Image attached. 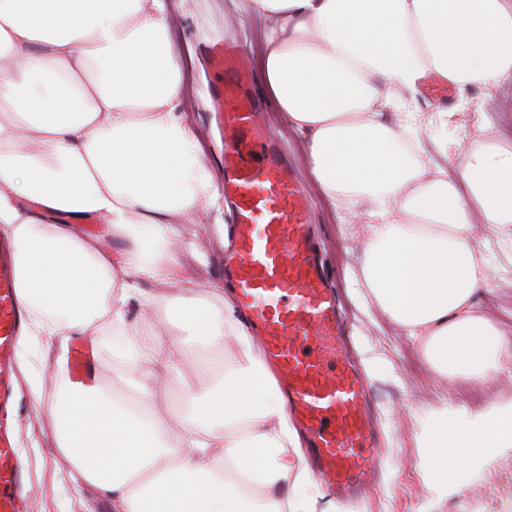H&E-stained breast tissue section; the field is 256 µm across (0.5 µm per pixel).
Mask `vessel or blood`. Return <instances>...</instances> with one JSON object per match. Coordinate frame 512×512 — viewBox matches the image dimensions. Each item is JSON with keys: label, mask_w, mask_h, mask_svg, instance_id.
I'll use <instances>...</instances> for the list:
<instances>
[{"label": "vessel or blood", "mask_w": 512, "mask_h": 512, "mask_svg": "<svg viewBox=\"0 0 512 512\" xmlns=\"http://www.w3.org/2000/svg\"><path fill=\"white\" fill-rule=\"evenodd\" d=\"M224 80L210 106L224 119V193L235 211L237 248L224 262L247 323L278 368L288 409L302 428L325 486L349 492L382 463L366 418L368 381L347 363L335 296L313 252L312 206L262 124L237 45L209 46ZM9 245L0 244V512H21L16 450L3 419L13 399L20 327Z\"/></svg>", "instance_id": "vessel-or-blood-1"}]
</instances>
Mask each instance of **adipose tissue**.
I'll use <instances>...</instances> for the list:
<instances>
[{
    "label": "adipose tissue",
    "mask_w": 512,
    "mask_h": 512,
    "mask_svg": "<svg viewBox=\"0 0 512 512\" xmlns=\"http://www.w3.org/2000/svg\"><path fill=\"white\" fill-rule=\"evenodd\" d=\"M269 40L268 93L301 137L329 204L365 206L361 276L433 371L485 381L512 359L481 315L488 242L512 228V136L482 126L439 141L384 108L436 77L487 94L512 80V0H249ZM183 74L165 0H0V236L13 246L21 333L123 337V390L72 382L57 356L36 407L71 479L112 512H316L276 374L233 296L194 287L180 256L204 260L179 224L218 198L197 132L179 112ZM104 225L90 236L84 224ZM121 246H114V239ZM139 277L153 286L137 288ZM137 302V320L127 304ZM184 394L169 418L158 394ZM418 447L426 493L457 495L449 465L512 454V398L465 420L440 405Z\"/></svg>",
    "instance_id": "1"
}]
</instances>
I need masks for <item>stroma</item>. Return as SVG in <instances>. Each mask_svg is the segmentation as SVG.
I'll use <instances>...</instances> for the list:
<instances>
[{
	"instance_id": "35a3bbf8",
	"label": "stroma",
	"mask_w": 512,
	"mask_h": 512,
	"mask_svg": "<svg viewBox=\"0 0 512 512\" xmlns=\"http://www.w3.org/2000/svg\"><path fill=\"white\" fill-rule=\"evenodd\" d=\"M175 50L188 75L182 92L181 110L187 123L199 134L208 165L220 170L224 140L218 130V115L209 109V95L216 77L208 69L205 49L224 39L240 43L249 68L261 70L265 24L253 17L246 0H168ZM479 91L466 96L450 92L441 100L420 91L416 110L426 151L447 135L463 134L479 122ZM450 110L449 124L435 119ZM262 120L287 152L297 182L313 206L311 223L319 256L344 311V327L350 356L371 385L370 419L381 440L383 465L372 483L353 498L341 501L324 489L317 478L302 484L299 495L316 500L319 512H507L512 507V456L498 459L491 467L472 471L453 470L462 495L436 501L429 498L422 478L428 462L416 446L430 428L432 412L448 402L459 415L481 408L490 396L512 395V372H499L483 384L459 378L441 381L427 366L423 348L392 324L370 299L358 278L362 248L368 233L361 221L342 223L319 197L311 180L301 141L275 112L269 100L261 102ZM210 230L199 231V242L209 254L200 268L185 262L184 275L204 288L224 285V248L215 225H232L233 216L224 201H217L208 214ZM490 243L503 267L494 269L488 288L476 296L477 307L503 328H512V236L492 232ZM14 416L15 444L27 487L26 512H111L109 502L94 491L74 486L62 460L47 448L45 428L36 420L33 398L24 377L16 379Z\"/></svg>"
}]
</instances>
